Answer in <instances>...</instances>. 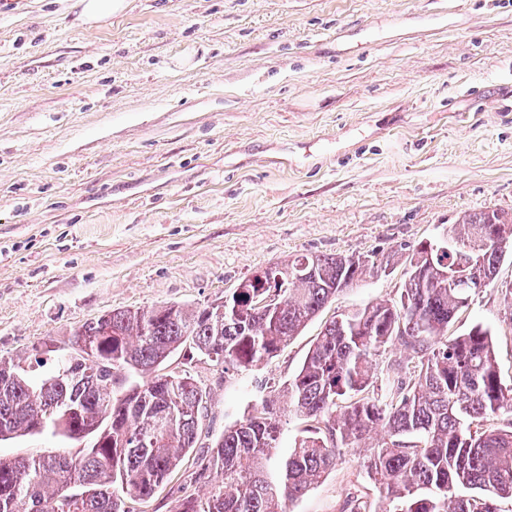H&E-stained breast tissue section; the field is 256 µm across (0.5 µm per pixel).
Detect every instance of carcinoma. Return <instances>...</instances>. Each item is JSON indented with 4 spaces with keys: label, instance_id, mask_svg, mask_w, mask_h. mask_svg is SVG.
Returning a JSON list of instances; mask_svg holds the SVG:
<instances>
[{
    "label": "carcinoma",
    "instance_id": "cac0c4a2",
    "mask_svg": "<svg viewBox=\"0 0 512 512\" xmlns=\"http://www.w3.org/2000/svg\"><path fill=\"white\" fill-rule=\"evenodd\" d=\"M512 214L464 215L454 229L470 245L421 241L405 258L399 300L357 309L325 324L285 383L288 406L314 422L276 458V400L226 429L178 489L173 512H287L335 468L343 452L363 466L386 504L382 512H501L512 501V385L502 382L493 334L479 323L454 339L448 325L488 287L508 251L494 245ZM379 267L365 255H301L275 272L288 288L245 278L222 303L115 309L72 333L40 381L27 357L0 359V440L46 430L86 448L0 458V512H132L193 451L211 394L186 369L164 371L180 353L224 370H247L279 355L336 295ZM448 269V279L441 270ZM398 344L407 355L375 381L373 362ZM210 484L203 497L188 491Z\"/></svg>",
    "mask_w": 512,
    "mask_h": 512
}]
</instances>
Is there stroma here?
Listing matches in <instances>:
<instances>
[{"label":"stroma","instance_id":"stroma-1","mask_svg":"<svg viewBox=\"0 0 512 512\" xmlns=\"http://www.w3.org/2000/svg\"><path fill=\"white\" fill-rule=\"evenodd\" d=\"M0 0V357L115 309L202 306L300 254L392 263L270 361H198L210 439L292 377L326 322L397 298L402 258L512 213V0ZM512 259L448 327L490 328L512 384ZM50 433L0 456L86 447ZM378 512L357 452L290 512ZM127 0H77L78 20L84 25H94L112 16L122 14L127 8Z\"/></svg>","mask_w":512,"mask_h":512}]
</instances>
